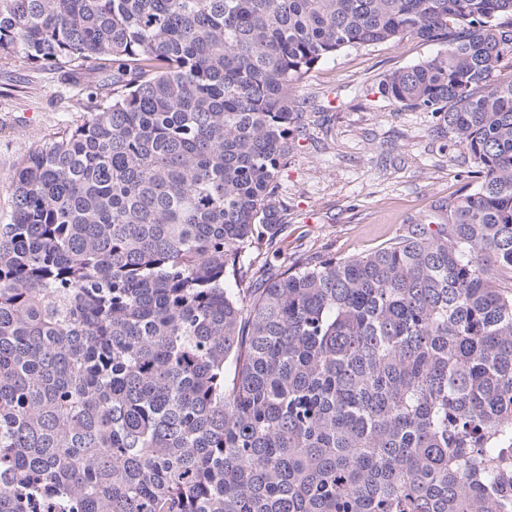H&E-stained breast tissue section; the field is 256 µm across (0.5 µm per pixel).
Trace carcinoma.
Masks as SVG:
<instances>
[{
  "label": "carcinoma",
  "instance_id": "1",
  "mask_svg": "<svg viewBox=\"0 0 512 512\" xmlns=\"http://www.w3.org/2000/svg\"><path fill=\"white\" fill-rule=\"evenodd\" d=\"M382 93L472 190L386 246L274 268L295 88ZM86 114L0 224V512H512V0H0Z\"/></svg>",
  "mask_w": 512,
  "mask_h": 512
}]
</instances>
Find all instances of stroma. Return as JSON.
I'll return each mask as SVG.
<instances>
[{"label":"stroma","instance_id":"35a3bbf8","mask_svg":"<svg viewBox=\"0 0 512 512\" xmlns=\"http://www.w3.org/2000/svg\"><path fill=\"white\" fill-rule=\"evenodd\" d=\"M435 52L413 36L346 49L299 84L297 95L322 110L304 113L308 138L289 157L273 199L287 224L282 260L376 250L461 193L471 167L465 151L449 148L430 113L401 108L379 91L391 71ZM83 113L76 89L57 74L22 58L0 67V223L13 211L15 164Z\"/></svg>","mask_w":512,"mask_h":512}]
</instances>
